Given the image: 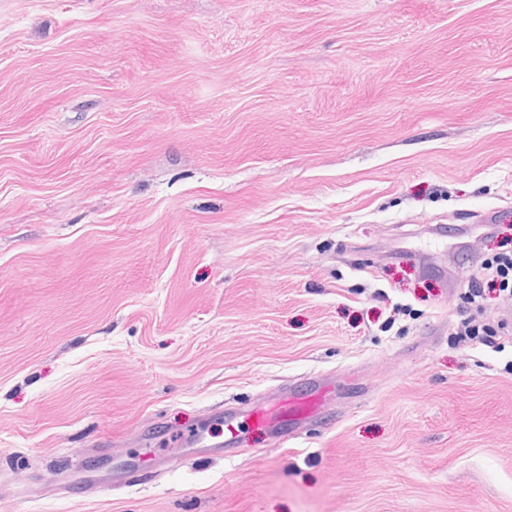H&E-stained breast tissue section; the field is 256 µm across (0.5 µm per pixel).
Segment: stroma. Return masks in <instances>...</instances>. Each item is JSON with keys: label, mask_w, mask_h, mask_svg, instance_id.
I'll return each instance as SVG.
<instances>
[{"label": "stroma", "mask_w": 512, "mask_h": 512, "mask_svg": "<svg viewBox=\"0 0 512 512\" xmlns=\"http://www.w3.org/2000/svg\"><path fill=\"white\" fill-rule=\"evenodd\" d=\"M510 251L512 0H0V512H512ZM311 393H302L296 383L265 394L240 420L239 417H224V446L239 443L244 428L279 432L288 425V440L293 439L297 430L315 419L321 412L322 399H317L325 384L322 376L311 378ZM314 390V391H313Z\"/></svg>", "instance_id": "35a3bbf8"}]
</instances>
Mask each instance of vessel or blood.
Listing matches in <instances>:
<instances>
[{"mask_svg":"<svg viewBox=\"0 0 512 512\" xmlns=\"http://www.w3.org/2000/svg\"><path fill=\"white\" fill-rule=\"evenodd\" d=\"M325 384L322 378H314L311 393L301 392L297 384L261 397L244 417L228 415L224 418V443L233 446L239 443L244 429L278 431L288 430L296 434L303 425L315 419L321 412L319 398Z\"/></svg>","mask_w":512,"mask_h":512,"instance_id":"1","label":"vessel or blood"}]
</instances>
